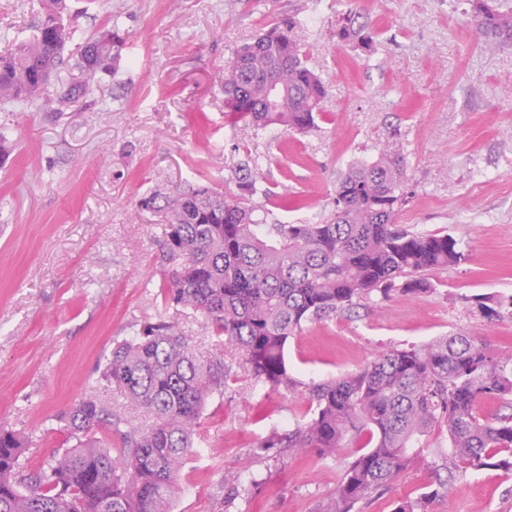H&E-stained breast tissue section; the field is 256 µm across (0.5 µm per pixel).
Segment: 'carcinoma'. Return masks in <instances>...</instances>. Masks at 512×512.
<instances>
[{
    "instance_id": "obj_1",
    "label": "carcinoma",
    "mask_w": 512,
    "mask_h": 512,
    "mask_svg": "<svg viewBox=\"0 0 512 512\" xmlns=\"http://www.w3.org/2000/svg\"><path fill=\"white\" fill-rule=\"evenodd\" d=\"M32 33L0 54V103L64 107L92 91L102 74L117 73L125 38L104 27L77 47L78 77L51 91L54 70L73 41L66 0H41ZM476 32L512 44V0H471ZM350 10L338 35L363 51L375 38ZM283 92L268 103L270 84ZM327 89L309 67L292 20L276 24L239 48L224 71V106L249 125L307 133L321 117ZM237 192L187 182L169 194L140 199L158 218L167 269L162 312L112 348L102 371L152 420L139 428L121 411L88 396L61 420L76 443L35 469L23 464L29 434L0 429V512H172L184 461L197 447L208 400L224 390V360L204 356L173 316L190 311L245 357L251 377L273 390L297 389L285 349L307 322L340 313L376 291L416 296L430 291L427 272L465 260L450 234H422L396 223L409 204L404 157L384 150L350 164L336 183L332 210L312 224H267L254 197L271 200L262 162L250 155L235 168ZM485 316H512L505 299L472 295ZM313 417L275 436L266 447L316 448L337 456L353 444L328 512H355L401 472L425 460L440 430L447 480L469 469L512 472V356H493L458 333L420 347L391 349L358 370L313 384ZM103 436H98V433ZM439 487L398 502L394 512H428Z\"/></svg>"
}]
</instances>
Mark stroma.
<instances>
[{
    "mask_svg": "<svg viewBox=\"0 0 512 512\" xmlns=\"http://www.w3.org/2000/svg\"><path fill=\"white\" fill-rule=\"evenodd\" d=\"M76 41L117 25L125 63L61 112L0 104V428L33 437L37 468L73 437L61 413L89 395L118 402L101 372L114 343L161 309L158 229L141 198L187 181L229 191L244 153L260 158L275 195L271 224L317 222L347 165L385 147L407 164L412 198L397 217L448 233L466 259L429 272V293H371L304 324L288 342L298 390L249 375L204 318L178 316L203 354L223 358L224 391L201 418L200 448L181 471L173 512H326L345 456L264 448L310 419L309 385L351 373L380 351L464 332L512 355V318H487L473 294H512V45L479 38L462 0H67ZM374 53L339 39L349 9ZM40 0H0V49L24 38ZM298 23L324 79V115L278 137L224 110V66L262 28ZM438 449L371 494L360 512H393L437 486ZM237 474L239 485L227 484ZM429 512H512V474L470 470Z\"/></svg>",
    "mask_w": 512,
    "mask_h": 512,
    "instance_id": "35a3bbf8",
    "label": "stroma"
}]
</instances>
